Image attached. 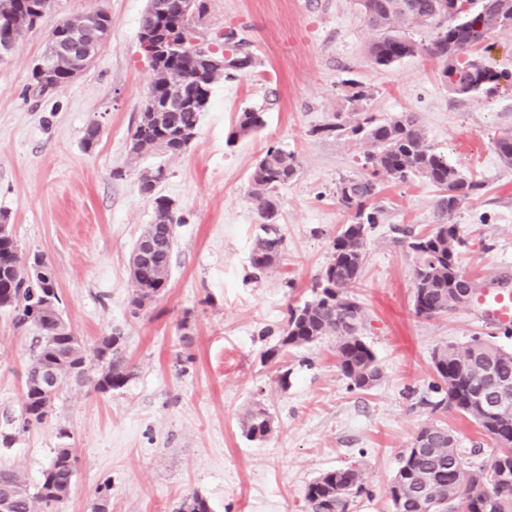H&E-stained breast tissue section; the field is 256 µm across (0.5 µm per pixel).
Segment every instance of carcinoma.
<instances>
[{
    "label": "carcinoma",
    "instance_id": "obj_1",
    "mask_svg": "<svg viewBox=\"0 0 512 512\" xmlns=\"http://www.w3.org/2000/svg\"><path fill=\"white\" fill-rule=\"evenodd\" d=\"M360 6L369 24L380 30L368 49L376 64L390 66L423 49L439 61V79L456 97L512 84L511 71L489 67L478 54L489 31L512 29V0H480L478 10L468 14L458 13L456 0H360ZM21 12L20 0H0V32L10 31L15 39H22L35 20L19 21ZM205 12L206 2L200 0L197 17L185 18L178 0H170L167 16L159 17L149 10L142 16L140 30L161 28L175 40L183 41L179 53L164 63L172 81L197 77L202 54L211 48V44L200 41L197 31ZM406 22L434 26L435 37L430 44L419 47L397 31V26ZM224 51L244 58L237 74L250 71L252 56L243 50V40L235 38L232 31L222 35L218 45V52ZM348 86L345 106L334 114V121L312 128L310 134L365 141L369 150L360 165L369 175L345 177L336 184V202L352 214V222L344 225L334 239L330 261L315 281L314 298L289 307L281 346L301 347L324 336L336 337L343 375L353 387L368 390L379 380L380 370L373 351L361 338L363 307L351 289L360 277L368 228L378 223L381 215V209L373 204L378 178L402 182L420 178L442 191L436 201L438 221L430 232L416 235L409 228L398 229L419 258L414 271L413 310L416 316L427 319L459 306L463 289L477 288L474 279L457 264L456 254L465 240L452 220L460 205L476 195L482 184L464 176L433 150L416 115L401 112L381 119L365 109L368 90L357 82ZM199 118L196 109L158 115L149 111L146 104L131 135V150L138 154L153 149L180 152L195 137ZM264 126V108H247L238 114L233 136L256 133ZM493 146L501 163L511 168L512 130L495 136ZM297 168L294 154L270 146L252 170L250 198L262 221V234L256 239L250 260L256 275L274 267L281 257L283 237L271 212L277 210L278 190L295 178ZM164 178L165 173L159 168L140 184L141 194L152 198L156 216L170 225V231L159 245V258L143 259L130 267L131 304L136 308L160 297L169 282L176 248L175 226L180 223V216L171 200L156 194L157 185ZM42 271L52 274L44 261L36 260L30 271L24 272L12 235L0 236V309L12 314L16 328L32 327L38 332L36 349L26 370L23 416L27 425L42 423L59 387L71 379H83L93 359L102 365L96 383L100 392L124 386L131 376L118 330L101 337L89 355L72 328L56 329L54 318L62 315L60 298L56 294L53 302L45 303ZM490 361L499 374L512 378V350L479 336L436 350L433 366L447 391L435 408L449 405L471 417L497 442L499 456L490 471L470 472L464 467L450 431L435 425L421 428L429 431L427 447L409 448L389 487L390 499H401L405 512H512V404L500 406L495 415L489 416L474 392V384ZM50 370L55 372L57 384L46 390L40 380ZM245 429L247 436L264 439L271 431L270 415L261 407L251 411ZM74 473L72 450L58 448L33 489L16 471L0 469V495L12 493L9 512H32L37 503L42 512H58ZM363 490L360 469L346 466L326 470L307 487V512H348L350 497Z\"/></svg>",
    "mask_w": 512,
    "mask_h": 512
}]
</instances>
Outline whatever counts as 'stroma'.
I'll return each mask as SVG.
<instances>
[{
    "label": "stroma",
    "instance_id": "1",
    "mask_svg": "<svg viewBox=\"0 0 512 512\" xmlns=\"http://www.w3.org/2000/svg\"><path fill=\"white\" fill-rule=\"evenodd\" d=\"M206 3L202 38L236 31L254 66L215 82L195 138L177 154L130 151L151 74L138 41L148 0H53L0 59V213L20 263L39 257L50 266L64 317L86 347L120 329L133 371L125 386L102 393L91 367L57 392L44 424L21 428L36 333L16 330L0 311V430L14 436L0 446V468L35 486L56 449H73L75 477L61 512H91L104 494L109 512H176L195 495L210 512H305L316 477L353 465L366 491L350 512H392L388 488L401 456L435 424L455 433L468 470L490 469L496 442L470 417L437 408L446 386L432 356L474 336L512 349V334L472 301L431 319L414 315L418 257L398 229H432L440 195L433 184L379 181L384 213L368 231L356 290L365 308L361 337L381 372L375 385L351 388L336 337L286 349L279 341L289 307L313 298L333 240L351 221L334 192L340 178L361 173L367 146L309 134L343 108L350 80L366 87L380 117L415 113L431 147L482 181L454 215L465 240L457 261L482 287L512 286V168L492 143L512 128V85L455 97L423 50L378 67L367 52L378 32L359 0ZM99 7L111 27L91 67L65 88L38 94L32 68L53 28ZM253 106L264 107V128L231 138L239 112ZM91 125L100 136L89 146ZM271 146L294 153L298 173L278 194L282 258L257 277L250 172ZM159 168L160 191L181 222L165 293L137 309L129 256L154 217L139 186ZM274 348L278 356L269 357ZM259 407L272 428L254 440L243 424Z\"/></svg>",
    "mask_w": 512,
    "mask_h": 512
}]
</instances>
